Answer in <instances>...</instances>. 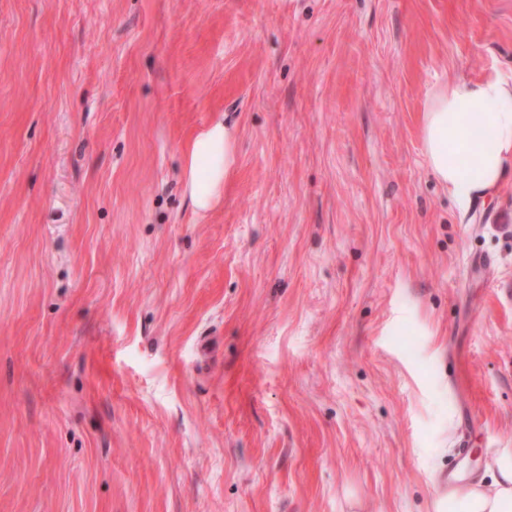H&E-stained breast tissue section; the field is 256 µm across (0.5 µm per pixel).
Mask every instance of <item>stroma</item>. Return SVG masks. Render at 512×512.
Returning a JSON list of instances; mask_svg holds the SVG:
<instances>
[{
	"mask_svg": "<svg viewBox=\"0 0 512 512\" xmlns=\"http://www.w3.org/2000/svg\"><path fill=\"white\" fill-rule=\"evenodd\" d=\"M512 0H0V512H436L512 448V177L429 92ZM213 208L182 179L216 116ZM420 137L429 169L462 209L512 173V81H448L427 97ZM235 144V127L224 122V116L214 120L189 144L184 177L196 210L210 209L219 197L235 163Z\"/></svg>",
	"mask_w": 512,
	"mask_h": 512,
	"instance_id": "35a3bbf8",
	"label": "stroma"
}]
</instances>
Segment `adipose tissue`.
<instances>
[{
  "mask_svg": "<svg viewBox=\"0 0 512 512\" xmlns=\"http://www.w3.org/2000/svg\"><path fill=\"white\" fill-rule=\"evenodd\" d=\"M420 137L429 169L461 208L493 193L512 174V81H451L427 97ZM236 130L223 119L197 134L185 156L191 202L205 211L219 197L235 163ZM489 483L458 488L439 512H512V448L491 468Z\"/></svg>",
  "mask_w": 512,
  "mask_h": 512,
  "instance_id": "ef3b65f1",
  "label": "adipose tissue"
}]
</instances>
